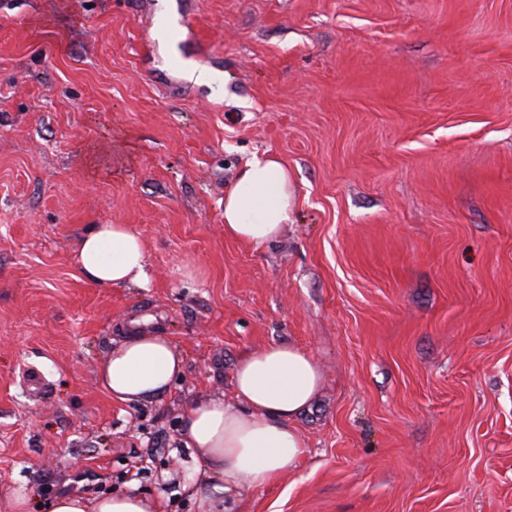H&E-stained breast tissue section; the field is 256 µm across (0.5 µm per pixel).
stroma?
I'll return each mask as SVG.
<instances>
[{
  "instance_id": "35a3bbf8",
  "label": "stroma",
  "mask_w": 512,
  "mask_h": 512,
  "mask_svg": "<svg viewBox=\"0 0 512 512\" xmlns=\"http://www.w3.org/2000/svg\"><path fill=\"white\" fill-rule=\"evenodd\" d=\"M266 153L295 209L256 247L224 193ZM96 224L140 235L144 286L84 278ZM144 316L183 375L112 400ZM272 343L324 388L303 460L234 512H512V0H0V512H197L182 412ZM47 512H160L159 503L138 494L102 496L89 500L81 495L64 493L54 497Z\"/></svg>"
}]
</instances>
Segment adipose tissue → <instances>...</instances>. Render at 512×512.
Segmentation results:
<instances>
[{
    "label": "adipose tissue",
    "instance_id": "ef3b65f1",
    "mask_svg": "<svg viewBox=\"0 0 512 512\" xmlns=\"http://www.w3.org/2000/svg\"><path fill=\"white\" fill-rule=\"evenodd\" d=\"M294 200L287 166L272 154L253 158L224 194V233L255 246L273 243L291 219ZM78 266L100 286H142L143 242L128 225H98L80 241ZM183 370L184 357L171 341L150 328L148 319H134L127 336L102 360L100 384L120 402L159 400ZM232 383L234 403L202 401L182 416L183 446L207 472L205 481L188 486L199 512H224L226 496L275 484L304 458L306 446L295 422L318 398L323 376L306 350L276 343L238 360ZM47 509L160 512L156 500L138 494L89 500L64 493Z\"/></svg>",
    "mask_w": 512,
    "mask_h": 512
}]
</instances>
